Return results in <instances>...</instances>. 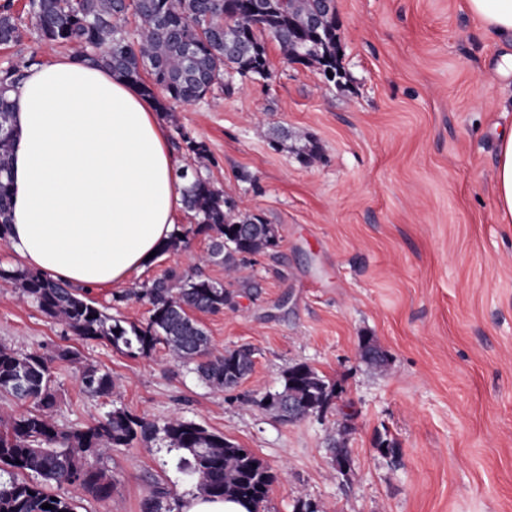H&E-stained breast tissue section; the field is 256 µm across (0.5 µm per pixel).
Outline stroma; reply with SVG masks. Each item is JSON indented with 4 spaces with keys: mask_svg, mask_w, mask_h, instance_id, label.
I'll return each mask as SVG.
<instances>
[{
    "mask_svg": "<svg viewBox=\"0 0 512 512\" xmlns=\"http://www.w3.org/2000/svg\"><path fill=\"white\" fill-rule=\"evenodd\" d=\"M343 76L289 61L267 41L271 77L217 90L162 117L205 156L175 152L234 201L276 225L277 247L237 270L202 263L210 240L157 255L122 284L88 296L112 319L145 323L142 284L202 268L233 295L197 314L212 354L240 346L254 367L218 391L164 346L131 356L83 339L0 281V345L71 349L57 363L55 420L70 428L115 407L162 421L180 416L250 449L277 476L261 512H512V223L492 190L497 139L512 129V77L494 70L499 41L465 0H335ZM20 42L0 46V69L75 54L41 41L29 0H13ZM318 152L306 157L309 144ZM372 338L385 368L360 357ZM110 372V397L85 395L81 366ZM296 364L334 385L337 400L288 423L260 407ZM351 458L338 471L333 448ZM164 444L134 442L97 459L111 498L52 486L77 512H142L150 490L181 512L198 492Z\"/></svg>",
    "mask_w": 512,
    "mask_h": 512,
    "instance_id": "obj_1",
    "label": "stroma"
}]
</instances>
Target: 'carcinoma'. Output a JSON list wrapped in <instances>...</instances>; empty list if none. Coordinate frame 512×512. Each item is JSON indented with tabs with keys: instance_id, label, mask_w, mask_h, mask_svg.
Segmentation results:
<instances>
[{
	"instance_id": "carcinoma-1",
	"label": "carcinoma",
	"mask_w": 512,
	"mask_h": 512,
	"mask_svg": "<svg viewBox=\"0 0 512 512\" xmlns=\"http://www.w3.org/2000/svg\"><path fill=\"white\" fill-rule=\"evenodd\" d=\"M30 9L41 39L82 48L79 56L102 66L152 99L155 110L170 112V103H192L219 86L231 92L238 81L266 80V39L276 41L288 60L315 62L324 72L340 74L334 0H32ZM137 19L139 41L132 44L124 23ZM22 31L12 5L0 6V45L17 43ZM35 63L29 59L0 70V241L11 219V154L17 138L14 113L6 93ZM187 182L185 207L198 218L195 234L210 245L204 261L233 269L247 256L277 246V230L253 214L234 212L224 192L197 173L179 172ZM20 294L47 316L63 320L77 336L106 339L129 354H147L158 344L195 364L196 373L217 390L239 384L252 368L246 346L209 353L206 330L189 311L218 312L231 298L224 286L200 272L174 270L144 286L150 305L146 325L127 327L110 318L78 288L28 269H2ZM361 358L382 368L386 355L369 339ZM74 353L58 347L49 353H18L0 345V397L30 400L35 410L0 420V512H76L74 501L49 491L53 484L77 485L97 499L112 496L114 482L89 459L133 442L160 441L181 453L177 468L197 480L202 494L238 499L258 512L275 476L255 454L194 421L172 417L148 420L113 409L86 426L62 430L52 419L56 395L51 387L54 362ZM91 397L112 395V375L95 366L78 377ZM281 394L314 410L325 409L333 394L328 382L305 364L284 375ZM48 503L51 508L44 509Z\"/></svg>"
}]
</instances>
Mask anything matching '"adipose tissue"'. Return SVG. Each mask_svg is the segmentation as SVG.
<instances>
[{
    "mask_svg": "<svg viewBox=\"0 0 512 512\" xmlns=\"http://www.w3.org/2000/svg\"><path fill=\"white\" fill-rule=\"evenodd\" d=\"M509 50L512 0H466ZM18 129L9 246L22 266L88 288L124 282L176 234L183 184L165 127L139 90L107 69L64 56L28 69L10 94ZM500 219L512 223V130L495 166Z\"/></svg>",
    "mask_w": 512,
    "mask_h": 512,
    "instance_id": "ef3b65f1",
    "label": "adipose tissue"
}]
</instances>
